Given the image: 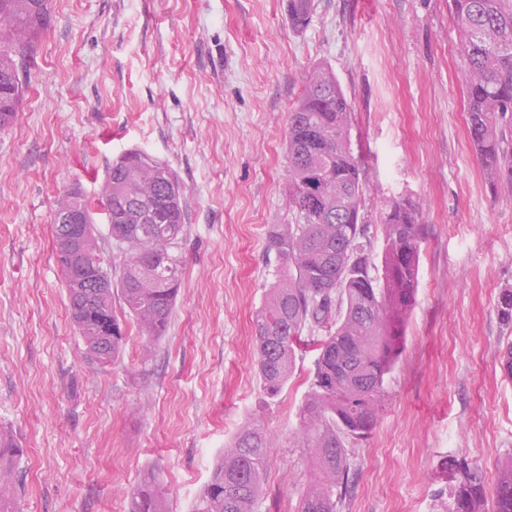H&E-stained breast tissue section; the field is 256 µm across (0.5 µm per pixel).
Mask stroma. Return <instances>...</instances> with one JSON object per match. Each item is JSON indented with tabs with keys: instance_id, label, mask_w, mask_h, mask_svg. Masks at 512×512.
<instances>
[{
	"instance_id": "stroma-1",
	"label": "stroma",
	"mask_w": 512,
	"mask_h": 512,
	"mask_svg": "<svg viewBox=\"0 0 512 512\" xmlns=\"http://www.w3.org/2000/svg\"><path fill=\"white\" fill-rule=\"evenodd\" d=\"M50 0L13 125L0 132V430L22 448L23 512H128L146 473L170 512H193L225 443L247 422L273 436L258 512H296L313 463L299 408L316 354L267 399L252 317L274 279L272 224L291 221L288 113L306 74L332 69L353 104L373 254L381 213H421L416 304L386 380L383 412L349 451L337 512H442L446 457L486 485L512 461V199L493 194L468 138L463 63L448 0ZM168 164L187 231L181 292L165 338L142 362L89 364L50 232L59 194L97 201L126 150ZM314 0H288V20L295 29L304 28L310 22Z\"/></svg>"
}]
</instances>
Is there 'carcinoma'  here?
Instances as JSON below:
<instances>
[{
  "label": "carcinoma",
  "mask_w": 512,
  "mask_h": 512,
  "mask_svg": "<svg viewBox=\"0 0 512 512\" xmlns=\"http://www.w3.org/2000/svg\"><path fill=\"white\" fill-rule=\"evenodd\" d=\"M463 61L469 140L493 185L512 196V0H450ZM314 0H288L295 29L310 22ZM49 0H0V130L9 128L23 94V72L34 39L49 21ZM353 106L324 65L304 80L288 117L289 224L268 228L280 260L252 319L256 372L265 397L276 399L306 341L317 352L300 407L302 447L315 473L297 512H336L349 486L348 449L376 427L386 379L402 353L418 289L421 237L418 206L393 201L383 213L381 261L375 262L361 221L363 169L351 148ZM110 229L112 279L95 236L92 206L78 189L63 191L54 214L81 211L91 228L75 248L55 251L68 309L85 358L109 364L120 354L126 320L145 337L142 360L166 335L182 284L186 214L181 186L168 164L141 149L106 169L100 190ZM120 290L124 317L112 307ZM324 335L315 336L313 332ZM273 439L248 422L224 447L194 512H257ZM20 450L0 434V512H21L16 461ZM439 471L448 483V512H512V462L488 498L483 472L457 459ZM129 512H169L156 478L146 474L128 497Z\"/></svg>",
  "instance_id": "carcinoma-1"
}]
</instances>
